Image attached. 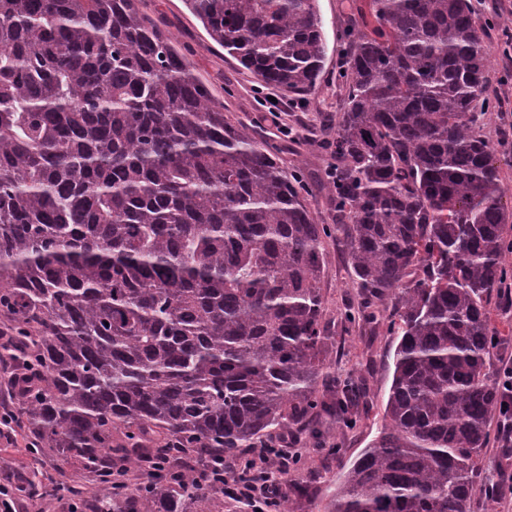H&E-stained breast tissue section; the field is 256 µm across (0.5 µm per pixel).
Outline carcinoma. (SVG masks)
Segmentation results:
<instances>
[{"label":"carcinoma","instance_id":"carcinoma-1","mask_svg":"<svg viewBox=\"0 0 512 512\" xmlns=\"http://www.w3.org/2000/svg\"><path fill=\"white\" fill-rule=\"evenodd\" d=\"M139 0H0V361L31 488L81 512H221L224 454L356 422L328 372L323 238L300 190ZM317 0H184L263 85L304 98ZM329 142L360 302L396 345L385 424L326 512H472L491 419L508 214L476 130L490 47L470 0H365Z\"/></svg>","mask_w":512,"mask_h":512}]
</instances>
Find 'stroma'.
Here are the masks:
<instances>
[{
  "mask_svg": "<svg viewBox=\"0 0 512 512\" xmlns=\"http://www.w3.org/2000/svg\"><path fill=\"white\" fill-rule=\"evenodd\" d=\"M476 15L489 28L491 58L488 73L492 104L477 124L493 150L504 188L503 203L512 212V0H472ZM357 0H317L323 22L328 57L314 93L305 99L273 94L259 85L239 62L211 41L201 23L182 0H140V11L170 38L177 52L214 98L224 105L231 122L248 128L279 163L300 171L308 209L317 223L335 225L327 177L333 157L326 146L341 116L344 86L336 66L342 56L345 32L358 24ZM508 276L489 308L493 324L504 333L493 353L489 372L498 375L501 355L512 354V253L507 254ZM321 293L325 319L335 344L327 359L343 371L360 372L365 398L353 427L322 418L321 439L302 434L291 438L276 428L267 429L260 442L289 451L300 450V462L288 475L286 493L292 512H325L336 476L363 448L370 445L384 424V405L391 382L388 355L393 339L384 326L351 324L340 317L346 304L355 301L353 276L342 244L335 237L324 240ZM43 468L25 448L21 431L0 430V484L21 477L38 482Z\"/></svg>",
  "mask_w": 512,
  "mask_h": 512,
  "instance_id": "stroma-1",
  "label": "stroma"
}]
</instances>
